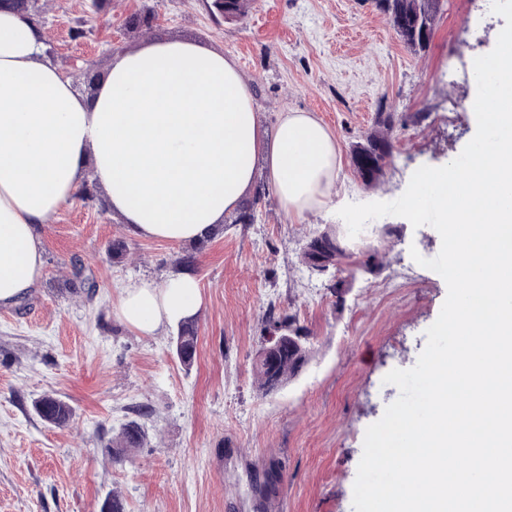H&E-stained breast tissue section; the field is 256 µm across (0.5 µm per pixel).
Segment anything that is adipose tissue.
<instances>
[{
    "mask_svg": "<svg viewBox=\"0 0 512 512\" xmlns=\"http://www.w3.org/2000/svg\"><path fill=\"white\" fill-rule=\"evenodd\" d=\"M339 147L309 112L259 128L238 64L184 39L116 56L93 97L44 53L34 22L0 11V304L31 288L43 265L38 225L76 200L85 170L133 235L172 243L204 238L237 211L258 170L282 210L304 218L333 194ZM201 305L189 272L163 285L131 278L117 316L145 336Z\"/></svg>",
    "mask_w": 512,
    "mask_h": 512,
    "instance_id": "1",
    "label": "adipose tissue"
}]
</instances>
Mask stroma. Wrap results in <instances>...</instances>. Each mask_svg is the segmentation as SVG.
Returning <instances> with one entry per match:
<instances>
[{
  "label": "stroma",
  "mask_w": 512,
  "mask_h": 512,
  "mask_svg": "<svg viewBox=\"0 0 512 512\" xmlns=\"http://www.w3.org/2000/svg\"><path fill=\"white\" fill-rule=\"evenodd\" d=\"M146 10L156 16L146 34L125 28ZM37 22L48 53L84 94L83 69L107 72L115 54L154 39L223 51L250 81L263 128L273 130L283 112L315 114L336 137L340 169L332 208L300 220L269 192L253 223L227 216L200 249L134 237L110 209L81 198L38 226L42 273L23 299L0 306V512H100L111 493L125 512H355L365 430L399 394L383 378L415 365L447 285L410 255L439 253L434 228L384 216L352 238L337 210L395 200L419 167L461 153L476 133L474 116L447 120L448 106L475 93L473 61L494 48L505 19L484 0H440L429 44L417 52L373 0H250L233 22L212 0H111L100 8L50 0ZM382 110L399 116L393 156L384 180L368 187L350 148ZM331 228L353 251L378 246L381 265L350 258L336 276L309 272L303 247ZM117 239L128 245L127 259L108 256ZM188 254L201 291L189 370L173 354V330L144 336L116 315L124 281L163 284ZM75 261L95 281L92 294L66 287ZM272 307L297 315L312 345L299 375L264 397L252 368ZM45 394L73 408L69 426L40 419L34 402ZM143 406L152 413L141 419ZM134 418L146 445L112 457L105 443ZM270 468L281 480L265 508L258 489Z\"/></svg>",
  "instance_id": "35a3bbf8"
}]
</instances>
